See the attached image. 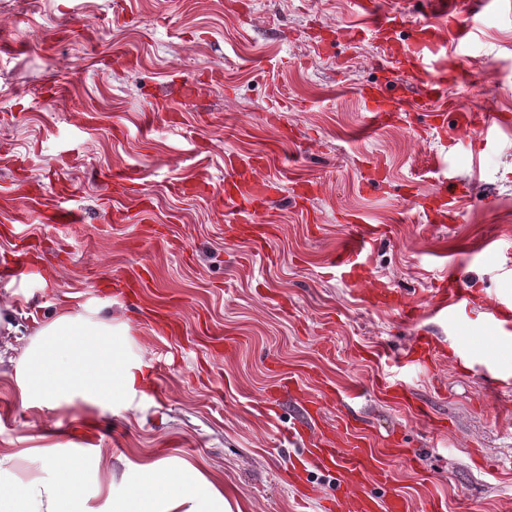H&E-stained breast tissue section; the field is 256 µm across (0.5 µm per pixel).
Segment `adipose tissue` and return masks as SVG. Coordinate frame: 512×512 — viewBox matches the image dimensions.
Returning a JSON list of instances; mask_svg holds the SVG:
<instances>
[{"mask_svg":"<svg viewBox=\"0 0 512 512\" xmlns=\"http://www.w3.org/2000/svg\"><path fill=\"white\" fill-rule=\"evenodd\" d=\"M126 324L102 308L64 310L37 328L14 363L17 397L24 409L55 410L76 403L89 412L130 407L150 385V375L131 357ZM36 476L21 479L19 453L0 448V512H243L205 466L177 455L117 456L89 445L31 448ZM109 476L88 504L89 472Z\"/></svg>","mask_w":512,"mask_h":512,"instance_id":"adipose-tissue-1","label":"adipose tissue"}]
</instances>
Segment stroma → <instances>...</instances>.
I'll list each match as a JSON object with an SVG mask.
<instances>
[{"label": "stroma", "instance_id": "1", "mask_svg": "<svg viewBox=\"0 0 512 512\" xmlns=\"http://www.w3.org/2000/svg\"><path fill=\"white\" fill-rule=\"evenodd\" d=\"M0 0V307L30 335L61 309L104 305L126 323L152 386L134 410L62 408L38 415L14 397L0 366V448L38 446L51 430L110 453H173L204 465L247 512H317L300 499L293 466L311 485L336 489L302 442L280 429L318 399L319 432L341 434L355 417L375 448L404 447L393 484L418 506L438 492L444 512H512V320L491 337L485 309L512 300V0L476 9L468 42L448 50L450 69L496 71L480 94L449 98L472 113L505 116L486 148L436 136L417 106L418 80L380 57L374 39L319 38L356 22L351 0ZM224 85H211L212 68ZM195 93L178 98L179 84ZM400 95L386 125L362 91ZM262 154L258 180L280 192L262 209L275 236L266 249L230 239L245 219L225 202L227 155ZM133 171L131 192L114 170ZM205 176L202 196L174 184ZM445 180L467 200L455 212L434 197ZM146 200V222L126 218ZM60 207L79 221L61 226ZM362 291L329 264L371 230ZM33 245L32 271L5 279ZM450 277L473 297L457 315L413 321L367 294L414 300ZM176 321L156 335L160 316ZM419 336L439 350L415 364ZM301 389L277 411L263 398L281 371ZM401 382L410 407L380 389Z\"/></svg>", "mask_w": 512, "mask_h": 512}]
</instances>
